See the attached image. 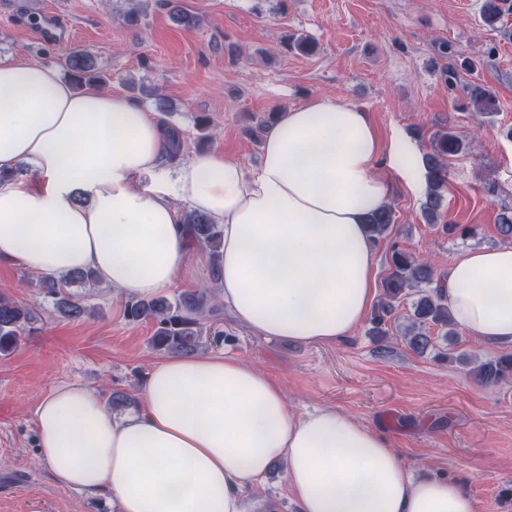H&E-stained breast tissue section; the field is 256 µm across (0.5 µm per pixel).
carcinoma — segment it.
Segmentation results:
<instances>
[{"label":"carcinoma","mask_w":512,"mask_h":512,"mask_svg":"<svg viewBox=\"0 0 512 512\" xmlns=\"http://www.w3.org/2000/svg\"><path fill=\"white\" fill-rule=\"evenodd\" d=\"M173 19L187 29L198 25V19L187 13L180 0H167ZM501 17L499 0H483L482 22L495 26ZM63 67L71 80L78 86H102L106 75L100 71L89 52L75 48L64 58ZM473 101L482 106V111L490 112L495 105L492 94L483 86L470 87ZM463 143L458 135L450 130L437 132L433 136L432 150L425 155V167L428 174V192L423 204L427 223H437L438 211L446 186L447 160L461 151ZM184 223L190 228L191 241L199 244L208 254L213 277L219 278L221 263L222 231L219 225L203 214L188 212ZM393 224V210L386 206L370 216L366 231L373 242L387 236ZM443 274L429 262L420 260L412 253L393 248L389 263V272L383 280L385 299L375 309L370 323L375 336L387 335V325L395 310V302L411 300V313L407 317L403 336L410 348L419 354L434 347L429 329L435 327L443 337L457 335L456 324L448 310L447 299L436 291L440 287ZM59 283L51 277L40 280L39 286L55 299L54 307L59 317L78 321L91 312L90 306L81 297L73 294L63 295V284L90 285L96 281L91 271L70 273ZM126 316L132 321L151 319L156 330L152 343L156 349L171 354H192L200 346L202 320L210 315H218L211 303V297L205 291L184 292L173 298L165 296L151 299H130L125 308ZM34 320L33 311L16 301L0 296V355L7 356L14 351L27 327ZM438 357L450 362L456 361L468 368V372L481 384L500 386L512 382V353L504 352L495 359L475 361L469 355L441 352Z\"/></svg>","instance_id":"1"}]
</instances>
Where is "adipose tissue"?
Returning <instances> with one entry per match:
<instances>
[{
  "label": "adipose tissue",
  "instance_id": "1",
  "mask_svg": "<svg viewBox=\"0 0 512 512\" xmlns=\"http://www.w3.org/2000/svg\"><path fill=\"white\" fill-rule=\"evenodd\" d=\"M178 132L119 92L78 90L50 65L0 59V263L38 275L93 271L139 298L166 293L192 247L184 210L223 231L219 297L258 336L349 339L375 288L364 224L393 193L398 143L368 113L308 100L266 132L250 169L217 153L169 170ZM24 176H16L17 167ZM467 336L512 349V245L464 250L442 280ZM40 460L113 512H247L281 463L300 512H479L461 483L414 475L389 439L334 408L298 415L241 358L174 356L138 405L112 410L78 382L35 410Z\"/></svg>",
  "mask_w": 512,
  "mask_h": 512
}]
</instances>
